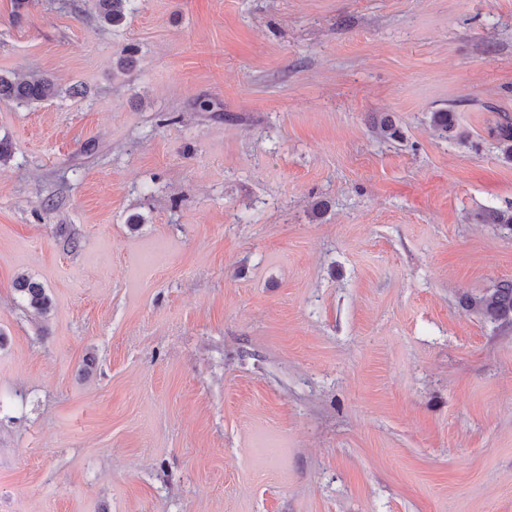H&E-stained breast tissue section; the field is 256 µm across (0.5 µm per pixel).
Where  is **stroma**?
Segmentation results:
<instances>
[{
  "instance_id": "stroma-1",
  "label": "stroma",
  "mask_w": 512,
  "mask_h": 512,
  "mask_svg": "<svg viewBox=\"0 0 512 512\" xmlns=\"http://www.w3.org/2000/svg\"><path fill=\"white\" fill-rule=\"evenodd\" d=\"M0 74V512H512V0H0ZM130 0H98L101 17L105 23L118 25L125 19V7ZM58 93L55 83L48 78L8 79L0 76V100L12 101L18 106L44 102ZM503 159L512 162V120L505 118L491 129ZM14 288L20 293L27 309L38 314L49 310L50 298L41 284L32 281L29 277L21 276L14 282ZM461 303L466 311L474 312L492 323L512 326V281H501L482 295H465Z\"/></svg>"
}]
</instances>
